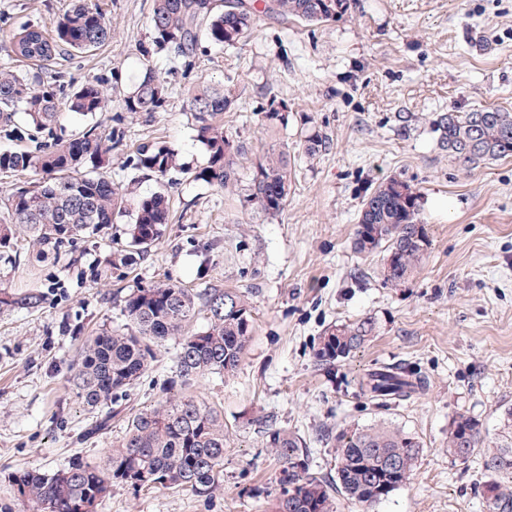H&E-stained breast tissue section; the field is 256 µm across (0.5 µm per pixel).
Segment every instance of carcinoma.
I'll list each match as a JSON object with an SVG mask.
<instances>
[{"label":"carcinoma","mask_w":512,"mask_h":512,"mask_svg":"<svg viewBox=\"0 0 512 512\" xmlns=\"http://www.w3.org/2000/svg\"><path fill=\"white\" fill-rule=\"evenodd\" d=\"M354 0H154L150 16L152 44L173 58L190 56L202 38L225 50L238 47L268 12L283 20L305 23L336 21L351 14ZM112 30L89 0H74L70 10L52 22L51 29L31 25L8 37L7 55L36 65L54 63L73 53H89L105 45ZM237 84L201 83L188 92V110L196 122L198 140L205 146V166L191 178L219 190L240 185L244 146L224 132V112L238 99ZM168 98V86L151 68L121 98L130 114L152 115ZM110 97L99 81H88L67 100L51 83L31 80L0 68V133L21 140L44 134L39 152L0 151V174L28 169L40 180L11 193L0 216V267L13 268L22 247L43 254L59 253L66 244L112 224L116 213L131 211L130 247L145 251L161 236L170 216V197L160 189L135 193L132 184L117 186L100 173L110 164L112 149L122 137L106 131L103 122L67 140L55 128L62 107L73 114L95 117L107 111ZM23 114L30 134L18 126ZM440 148L465 169L487 160L512 157V112L474 108L440 112L433 119ZM326 148L323 136L312 131L303 149L315 155ZM134 169L164 181L185 173L177 153L160 142L136 152ZM291 170L288 153L263 155L252 163L243 202L269 216L280 215L288 202ZM419 191L408 182L389 178L366 192L357 216L354 247L359 253L384 252L379 268L383 283L405 288L421 273L430 244L418 219ZM42 293L34 288L14 292L0 283V316L17 309H35ZM128 320L123 329H102L89 337L72 361L68 383L75 397L96 412L84 436L112 425L108 402L131 388L156 360L165 340L178 339L176 373L183 385L209 374H230L244 361L254 333L253 307L234 288H204L192 292L173 283L137 288L124 297ZM206 324L193 327L199 312ZM375 323L363 318L330 326L321 337L316 358L331 363L347 358L372 337ZM361 390L374 400H402L422 388L420 378L397 368L382 367L363 374ZM224 415L193 397L169 396L129 417L123 438L100 463L76 460L52 474L22 470L11 476L22 501L35 512H96L116 483L138 489L182 488L209 497L224 482V451L230 445ZM265 447L283 461L280 490L271 512H336L335 497L366 510L409 483L421 453L418 438L392 422L348 426L336 436L335 477L326 480L309 472L299 448L301 439L286 429L267 433ZM448 456L455 461L479 460L485 480L486 512H512V407L504 409L494 433L470 415L456 414L448 428Z\"/></svg>","instance_id":"cac0c4a2"}]
</instances>
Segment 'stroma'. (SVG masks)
<instances>
[{
    "label": "stroma",
    "mask_w": 512,
    "mask_h": 512,
    "mask_svg": "<svg viewBox=\"0 0 512 512\" xmlns=\"http://www.w3.org/2000/svg\"><path fill=\"white\" fill-rule=\"evenodd\" d=\"M70 2L0 0V38L50 26ZM95 2L112 38L61 70L66 89L97 80L112 99L107 115L123 134L107 168L113 183L134 177L139 195L158 190L132 166L147 142H165L188 167L205 165L187 92L230 77L240 95L224 128L247 151L241 178L256 158L284 151L295 180L286 208L271 217L244 205L241 193L177 174L169 224L130 263L110 262L128 246L126 212L67 245L64 258L31 252L20 268L0 270L16 291L43 294L37 310L0 317V512H29L9 481L14 472L102 461L128 416L185 393L221 410L232 433L223 485L207 498L116 485L98 512H268L282 469L264 446L269 429L295 432L311 471L329 479L336 434L379 421L410 431L422 453L410 483L370 512H485L484 476L477 463L449 457L448 425L465 413L492 430L512 406V157L463 168L440 150L432 120L450 110L512 111V0H355L351 16L318 25L268 13L240 48L203 39L177 61L152 50V0ZM148 66L170 95L154 116L135 117L120 100ZM273 101L286 105L287 127L269 128ZM306 128L326 136V151L304 155ZM390 177L419 190L430 239L420 275L405 288L383 284L381 253L353 245L365 191ZM439 199L453 208L435 209ZM158 281L246 292L255 330L245 360L231 376L184 387L175 380L177 344L167 341L128 395L114 398L111 430L84 438L92 416L69 388L70 363L99 329L124 327L126 293ZM363 317L376 324L372 340L319 363L325 330ZM382 365L418 373L424 391L398 405L369 401L357 379Z\"/></svg>",
    "instance_id": "stroma-1"
}]
</instances>
